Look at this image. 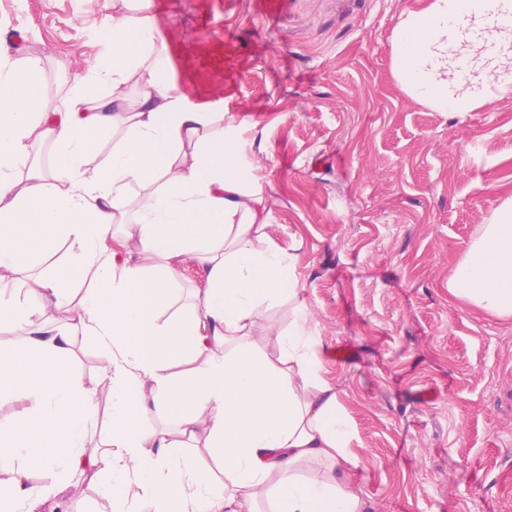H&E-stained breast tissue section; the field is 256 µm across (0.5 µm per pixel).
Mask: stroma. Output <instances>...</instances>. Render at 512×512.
<instances>
[{
	"label": "stroma",
	"mask_w": 512,
	"mask_h": 512,
	"mask_svg": "<svg viewBox=\"0 0 512 512\" xmlns=\"http://www.w3.org/2000/svg\"><path fill=\"white\" fill-rule=\"evenodd\" d=\"M431 0H153L174 77L224 118L295 300L251 331L278 350L294 304L321 341L374 512H512V319L448 278L512 199V92L466 112L408 94L392 42ZM112 0H0V37L49 96L92 61Z\"/></svg>",
	"instance_id": "1"
}]
</instances>
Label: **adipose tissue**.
Wrapping results in <instances>:
<instances>
[{
  "label": "adipose tissue",
  "mask_w": 512,
  "mask_h": 512,
  "mask_svg": "<svg viewBox=\"0 0 512 512\" xmlns=\"http://www.w3.org/2000/svg\"><path fill=\"white\" fill-rule=\"evenodd\" d=\"M510 17L512 0H431L402 19L409 94L447 110L449 71L487 64L491 44L512 58ZM220 118L175 83L152 0H114L96 56L59 105L40 59H11L0 44V326L23 343L0 352V396L35 400L0 420V473L10 476L0 512H58L84 481L104 482L113 512H138L141 500L155 512H258L265 502L271 512H371L305 309L278 333L277 354L232 343L282 296L292 257L268 236L262 199L244 190L234 141L213 132ZM37 142L53 148L51 175L30 161ZM98 155L104 163L90 165ZM116 224L118 250L106 245ZM35 261L48 267L19 297L15 277ZM183 281L194 304L163 319ZM448 291L512 319L511 202L481 225ZM35 298L79 307L65 326H46L32 319ZM78 334L109 353L92 384L70 363ZM182 362L190 370L176 372ZM102 390L112 395L104 441L87 428ZM151 417L175 423L181 441L148 428ZM195 448L223 482L205 480ZM32 465L57 480L33 484ZM305 465L314 473L301 475Z\"/></svg>",
  "instance_id": "ef3b65f1"
}]
</instances>
